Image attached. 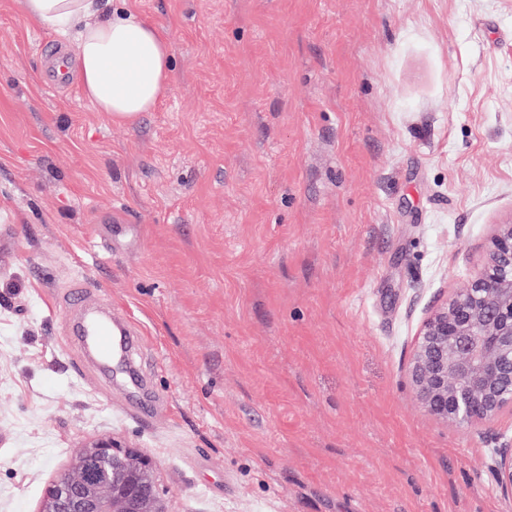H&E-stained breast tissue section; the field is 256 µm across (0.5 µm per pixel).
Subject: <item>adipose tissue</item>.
<instances>
[{"label": "adipose tissue", "mask_w": 512, "mask_h": 512, "mask_svg": "<svg viewBox=\"0 0 512 512\" xmlns=\"http://www.w3.org/2000/svg\"><path fill=\"white\" fill-rule=\"evenodd\" d=\"M26 22L72 34L69 72L97 111L129 122L153 110L167 90L170 45L132 4L104 0H22Z\"/></svg>", "instance_id": "ef3b65f1"}]
</instances>
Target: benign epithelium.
<instances>
[{"instance_id": "1", "label": "benign epithelium", "mask_w": 512, "mask_h": 512, "mask_svg": "<svg viewBox=\"0 0 512 512\" xmlns=\"http://www.w3.org/2000/svg\"><path fill=\"white\" fill-rule=\"evenodd\" d=\"M413 394L433 419L479 428L512 411V224L498 225L468 286L424 321L410 362ZM500 493L512 500V447L495 451ZM37 512H169L153 462L110 437L81 444Z\"/></svg>"}]
</instances>
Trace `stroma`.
Wrapping results in <instances>:
<instances>
[{"instance_id":"1","label":"stroma","mask_w":512,"mask_h":512,"mask_svg":"<svg viewBox=\"0 0 512 512\" xmlns=\"http://www.w3.org/2000/svg\"><path fill=\"white\" fill-rule=\"evenodd\" d=\"M0 0V512L81 443L170 512H512V414L448 427L408 379L428 313L512 222V0H134L170 42L131 124L53 79ZM136 224V245L99 247ZM130 321L152 417L62 307ZM493 471L500 493L512 500V445L496 449Z\"/></svg>"}]
</instances>
